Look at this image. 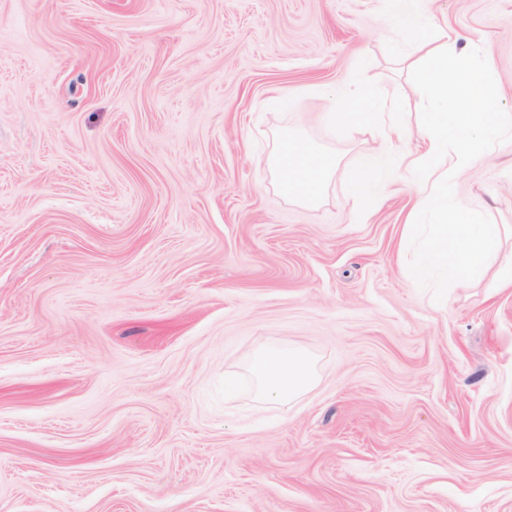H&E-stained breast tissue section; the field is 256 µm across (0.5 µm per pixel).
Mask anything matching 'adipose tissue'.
<instances>
[{"label": "adipose tissue", "instance_id": "obj_1", "mask_svg": "<svg viewBox=\"0 0 512 512\" xmlns=\"http://www.w3.org/2000/svg\"><path fill=\"white\" fill-rule=\"evenodd\" d=\"M375 92L360 85L354 92L350 108L334 113L333 121L339 126L359 125L366 122L382 124L391 138H403L405 128L395 110L374 111ZM335 165L333 158L316 153L307 143L286 138L281 142L278 159L280 184L284 190L293 192L306 200L315 199ZM378 183V165L367 157L354 170L348 191L358 203L361 212H371L379 201L375 191ZM254 372L264 396L277 401H286L309 388L314 376L308 360L295 351L267 354L258 359Z\"/></svg>", "mask_w": 512, "mask_h": 512}]
</instances>
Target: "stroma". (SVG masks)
Here are the masks:
<instances>
[{
    "label": "stroma",
    "mask_w": 512,
    "mask_h": 512,
    "mask_svg": "<svg viewBox=\"0 0 512 512\" xmlns=\"http://www.w3.org/2000/svg\"><path fill=\"white\" fill-rule=\"evenodd\" d=\"M384 5L0 0V512H512V291L409 276L423 96ZM428 17L512 111V0ZM358 79L403 141L333 125ZM287 133L336 159L317 202ZM456 190L512 225V142ZM271 349L316 374L287 403ZM280 184L306 200L315 199L335 166V160L316 153L307 143L285 138L278 159ZM378 183V165L374 158H364L354 170L348 191L351 197L358 203L362 213L371 212L379 201V195L375 192ZM254 372L268 400H289L314 383L308 360L296 351L267 354L256 361Z\"/></svg>",
    "instance_id": "stroma-1"
}]
</instances>
